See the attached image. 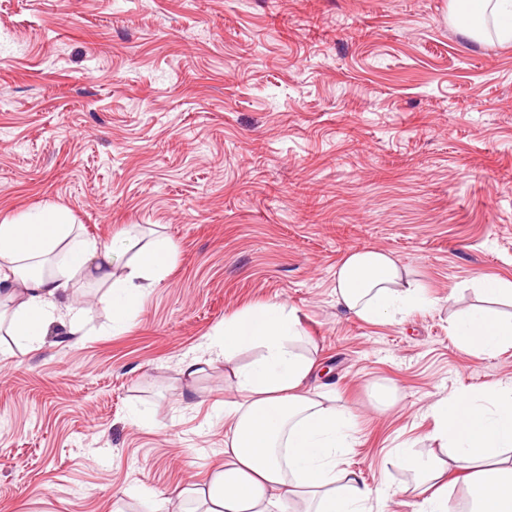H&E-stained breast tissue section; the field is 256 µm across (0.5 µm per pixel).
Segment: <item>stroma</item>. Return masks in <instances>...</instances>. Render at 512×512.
I'll return each mask as SVG.
<instances>
[{
  "label": "stroma",
  "mask_w": 512,
  "mask_h": 512,
  "mask_svg": "<svg viewBox=\"0 0 512 512\" xmlns=\"http://www.w3.org/2000/svg\"><path fill=\"white\" fill-rule=\"evenodd\" d=\"M449 0H0V220L54 205L111 244L175 246L130 325L72 283L82 328L0 337V512H144L224 460L225 317L294 309L312 385L358 432L338 458L369 512H415L397 446L437 451L429 407L512 382V347L451 332L477 282L512 279V44L473 41ZM388 251L426 305L368 323L337 264ZM154 427L134 424V414Z\"/></svg>",
  "instance_id": "1"
}]
</instances>
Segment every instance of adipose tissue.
Instances as JSON below:
<instances>
[{"label":"adipose tissue","mask_w":512,"mask_h":512,"mask_svg":"<svg viewBox=\"0 0 512 512\" xmlns=\"http://www.w3.org/2000/svg\"><path fill=\"white\" fill-rule=\"evenodd\" d=\"M451 17H465L458 31L480 39L481 23L494 24L499 41L512 42V0H449ZM122 241L106 246L84 237L65 208L48 206L0 221V324L22 346L42 343L53 325H77L81 311L69 281L91 275L108 285L112 328L127 326L146 290L174 256L172 242L157 236L126 259ZM481 307L452 322L459 348L492 353L512 347V279L479 282ZM336 301L365 322L396 318L419 307L423 290L389 252L349 251L336 268ZM299 319L271 302L225 318L206 348L230 373L236 396L224 403V463L205 484L177 489V501L195 500L200 512H288L290 500L304 512H365L389 487L372 488L351 471H337L357 432L354 413L337 408L335 393L310 387L315 359L298 350ZM255 351L239 364L244 350ZM433 440L445 457L427 458L409 447L395 450L422 493L417 512H448L440 481L454 473L467 490L472 512H512V382L444 398L430 408Z\"/></svg>","instance_id":"ef3b65f1"}]
</instances>
